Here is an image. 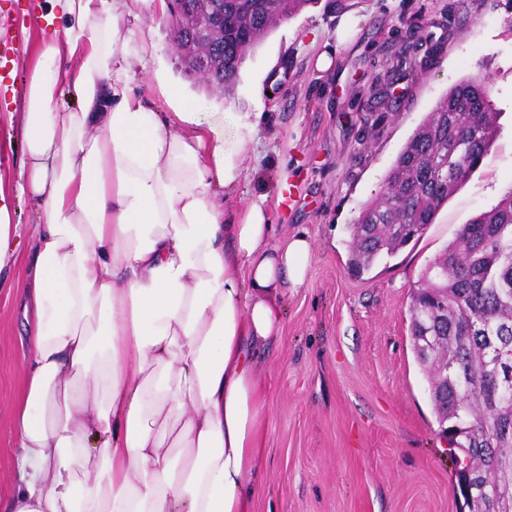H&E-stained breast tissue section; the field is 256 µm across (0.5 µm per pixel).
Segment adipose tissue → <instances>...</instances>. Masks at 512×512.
<instances>
[{
    "instance_id": "obj_1",
    "label": "adipose tissue",
    "mask_w": 512,
    "mask_h": 512,
    "mask_svg": "<svg viewBox=\"0 0 512 512\" xmlns=\"http://www.w3.org/2000/svg\"><path fill=\"white\" fill-rule=\"evenodd\" d=\"M133 0H49L59 36L24 87L15 187L0 188V272L27 264V359L6 512H253L266 469L258 354L306 282L307 232L276 241L264 201L237 215L224 123L168 85H132L154 51Z\"/></svg>"
}]
</instances>
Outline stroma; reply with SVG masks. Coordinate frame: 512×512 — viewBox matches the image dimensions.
<instances>
[{"label": "stroma", "mask_w": 512, "mask_h": 512, "mask_svg": "<svg viewBox=\"0 0 512 512\" xmlns=\"http://www.w3.org/2000/svg\"><path fill=\"white\" fill-rule=\"evenodd\" d=\"M48 0H0V185L12 190L22 157L24 81ZM173 10L126 15L156 50L137 73L160 112L172 83L201 112H258L238 149L242 175L225 202L264 199L277 239L307 230L305 287L284 300L281 341L257 361L269 393L267 469L254 512H464L428 381L409 334L411 293L459 227L512 189V0H309L249 52L230 92L185 69ZM412 59L397 65L398 54ZM287 67L280 86L268 81ZM487 78L499 129L490 153L417 243L354 277L351 226L384 188L398 154L448 89ZM291 201L281 202L284 188ZM24 266L0 276V500L14 490V399L26 362L20 302Z\"/></svg>", "instance_id": "obj_1"}]
</instances>
